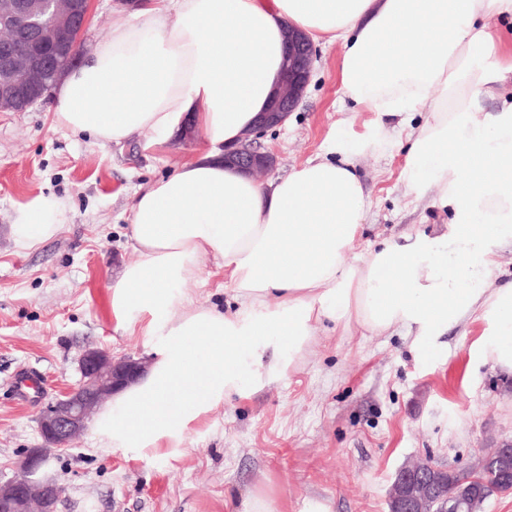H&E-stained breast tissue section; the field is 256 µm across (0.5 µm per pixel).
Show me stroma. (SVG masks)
<instances>
[{
  "label": "stroma",
  "instance_id": "obj_1",
  "mask_svg": "<svg viewBox=\"0 0 512 512\" xmlns=\"http://www.w3.org/2000/svg\"><path fill=\"white\" fill-rule=\"evenodd\" d=\"M314 49L310 81L287 125L257 140L275 155L273 180L320 154L338 128L360 136L375 118L341 85V46ZM53 105L0 112V477L41 447L40 413L79 383L86 348L150 357L142 337L116 330L109 286L136 257L129 238L136 192L205 147L200 136L187 147L151 146L144 134L102 145L55 127ZM409 146L405 139L356 163L370 201L366 240L432 234L449 221L431 194L404 187ZM51 195L67 204L56 234L18 248L11 234L18 211ZM482 329L450 330L423 357L399 332L342 335L318 324L314 352L288 379L226 402L179 457L103 448L89 429L53 452L57 512H237L259 489L281 512H306L312 500L329 512H387L390 483L407 461L429 453L461 469L479 449L512 439V375L471 355ZM24 374L43 382L26 401L15 389Z\"/></svg>",
  "mask_w": 512,
  "mask_h": 512
}]
</instances>
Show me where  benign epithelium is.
<instances>
[{
	"instance_id": "7a95c632",
	"label": "benign epithelium",
	"mask_w": 512,
	"mask_h": 512,
	"mask_svg": "<svg viewBox=\"0 0 512 512\" xmlns=\"http://www.w3.org/2000/svg\"><path fill=\"white\" fill-rule=\"evenodd\" d=\"M93 0H0V112H25L44 101L49 91L30 81L43 72L57 83L64 69L78 63L70 54L72 40L82 36L90 19ZM315 51L300 30L287 31L283 77L270 106L253 129L233 147L224 149V163L255 177L275 165L273 154L254 146L262 132L283 125L306 89ZM147 369V362L130 355L114 356L86 349L80 359L81 380L49 403L39 417L44 441L65 447L81 433L99 407L118 389ZM47 460L45 449L32 448L20 473L0 478V512H56L58 482L41 474ZM512 440L481 453L468 473H492L499 484L512 485ZM463 473L440 465L431 455L400 467L390 485L389 512H464L474 498L473 487L464 484Z\"/></svg>"
}]
</instances>
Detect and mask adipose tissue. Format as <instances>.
I'll return each instance as SVG.
<instances>
[{
    "label": "adipose tissue",
    "instance_id": "obj_1",
    "mask_svg": "<svg viewBox=\"0 0 512 512\" xmlns=\"http://www.w3.org/2000/svg\"><path fill=\"white\" fill-rule=\"evenodd\" d=\"M512 22V0H146L55 85L53 120L103 144L150 133L166 143L186 123L206 151L136 197L137 254L110 285L118 330L143 337L153 360L100 408L103 447L176 457L190 432L232 395L288 378L314 324L403 329L431 353L450 328L478 322L476 359L512 374V102L479 114L483 95L512 85V63L478 59L488 24ZM341 42V83L375 113L361 137L337 134L324 154L265 184L224 165L280 84L288 28ZM430 115L402 170L412 192L434 189L450 221L440 234L358 251L367 197L356 160L392 146L384 120ZM65 214L36 198L12 226L17 246L51 238ZM224 268L233 305L197 304L183 285L205 259Z\"/></svg>",
    "mask_w": 512,
    "mask_h": 512
}]
</instances>
